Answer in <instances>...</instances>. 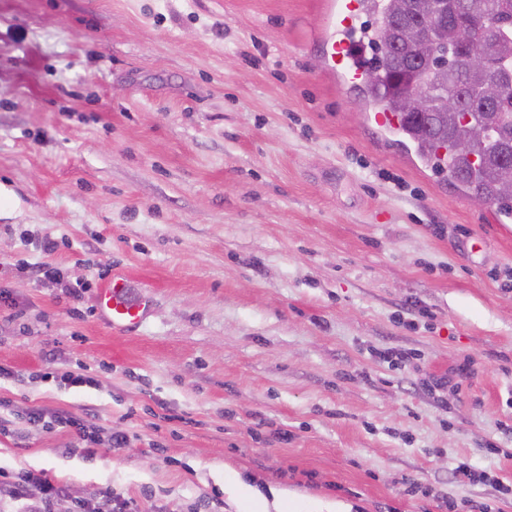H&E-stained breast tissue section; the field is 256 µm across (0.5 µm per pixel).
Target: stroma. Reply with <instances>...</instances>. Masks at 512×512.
Segmentation results:
<instances>
[{"label":"stroma","instance_id":"35a3bbf8","mask_svg":"<svg viewBox=\"0 0 512 512\" xmlns=\"http://www.w3.org/2000/svg\"><path fill=\"white\" fill-rule=\"evenodd\" d=\"M329 34L324 0H0V468L59 512H512V216L376 128ZM149 296L137 291L131 278L123 273H113L97 290L95 311L98 318L113 330H136L151 311ZM106 497L112 506L111 511H102L98 502L77 501L72 505V512H136L129 501L121 500L120 496L115 495L112 490L107 491Z\"/></svg>","mask_w":512,"mask_h":512}]
</instances>
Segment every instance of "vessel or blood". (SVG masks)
I'll list each match as a JSON object with an SVG mask.
<instances>
[{"instance_id": "obj_1", "label": "vessel or blood", "mask_w": 512, "mask_h": 512, "mask_svg": "<svg viewBox=\"0 0 512 512\" xmlns=\"http://www.w3.org/2000/svg\"><path fill=\"white\" fill-rule=\"evenodd\" d=\"M363 0H332L331 28L335 38L329 39V61L332 69L350 70L353 51L358 43L355 22L364 11ZM95 311L98 318L113 330H136L151 311V299L134 288L130 277L117 272L97 290Z\"/></svg>"}]
</instances>
